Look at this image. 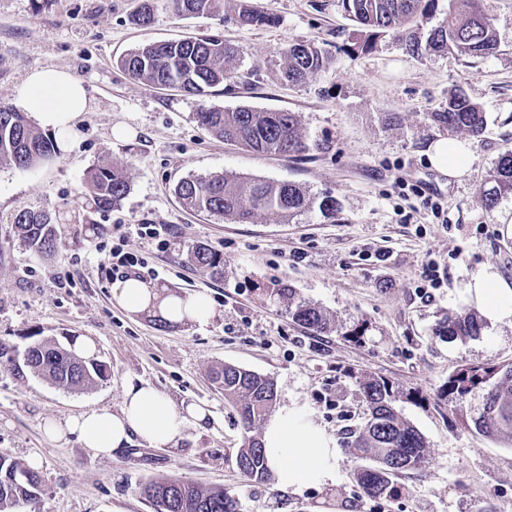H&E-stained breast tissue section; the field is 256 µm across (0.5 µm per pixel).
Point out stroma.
Wrapping results in <instances>:
<instances>
[{
    "label": "stroma",
    "instance_id": "stroma-1",
    "mask_svg": "<svg viewBox=\"0 0 512 512\" xmlns=\"http://www.w3.org/2000/svg\"><path fill=\"white\" fill-rule=\"evenodd\" d=\"M141 0H0V106L35 67L82 79L94 97L79 139L51 161L20 169L0 163V456L41 461L36 512H153L142 486L178 477L221 487L241 512H512V445L469 427V404L442 398L449 375L463 364L512 363V325L486 321L481 336L440 338L449 313L476 309L465 290L481 267L512 285V198L486 211L479 189L498 156L512 147V0H482L498 38L496 53L460 57L444 52L413 58L396 33L369 51L357 46L359 26L341 0H260L270 26L241 27L223 14L177 16L154 0L151 26L132 24ZM199 34L218 35L241 50L234 77L211 96L151 88L124 74L117 59L141 44ZM311 42L325 68L301 84L283 81L282 49ZM465 91L487 123L471 137L463 176L430 165L426 150L448 129L427 115ZM232 111H290L301 119L308 149L294 157L258 154L212 136L200 126L201 106ZM129 131L116 138L114 127ZM102 160L126 167L130 192L104 213L75 220L86 171ZM236 174L294 182L339 203L335 219L313 213L282 224L261 216L250 224L187 211L174 194L190 175ZM437 201L442 214L432 212ZM31 209L59 216L64 246L45 262L18 236L13 217ZM120 224H155L162 237L129 235ZM206 244L224 260L213 277L187 261ZM142 260L136 276L169 293L205 295L214 315L159 329L149 313L130 314L112 297L114 247ZM442 281L424 297L432 266ZM292 288L332 320L314 334L295 323L274 288ZM366 323L363 344L344 333ZM91 339L112 377L88 391H69L12 364L32 339ZM232 363L273 378L278 404H297L334 435L336 479L299 491L242 476L236 456L248 432L211 380ZM391 381L401 417L425 438L429 460L403 479L402 495L376 502L352 478L344 447L364 422L359 382ZM144 380L174 404L196 403L213 419L186 425L174 448L132 439L101 458L77 437L45 435L49 421L96 407L119 410L128 381Z\"/></svg>",
    "mask_w": 512,
    "mask_h": 512
}]
</instances>
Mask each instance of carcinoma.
I'll return each instance as SVG.
<instances>
[{"label":"carcinoma","mask_w":512,"mask_h":512,"mask_svg":"<svg viewBox=\"0 0 512 512\" xmlns=\"http://www.w3.org/2000/svg\"><path fill=\"white\" fill-rule=\"evenodd\" d=\"M230 20L240 26H267L275 18L264 12L256 0H236ZM182 16L212 14L223 0H171ZM352 20L359 24L361 49L369 50L379 36L432 16L435 0H343ZM404 48L419 58L433 52L452 50L464 57H485L495 53L497 39L481 0H448V15L434 26L426 39L414 30L407 32ZM240 51L217 36L202 35L180 40L141 45L118 59L117 66L133 79L155 88H176L188 95L203 97L232 77L233 63ZM281 78L301 83L324 69L327 57L311 43L294 42L282 51ZM197 121L215 137L249 151L295 156L306 150L300 133L298 113L257 111L239 107L233 111L209 107L196 113ZM435 124L473 136L483 131L485 115L462 90L448 96V107L429 113ZM53 155L49 137L32 125L25 114L0 109V161L18 168L36 167ZM86 208L109 211L120 205L130 190L125 170L107 161L92 166L84 179ZM186 209L222 217L236 224H249L261 214H273L282 223L319 212L331 219L339 211L330 195L314 196L304 187L237 175L188 176L174 187ZM512 197V149L495 163L487 182L480 187L484 208L492 211L501 200ZM18 235L44 259L56 256L63 246L57 218L46 212L22 209L14 215ZM188 262L204 273L223 272V258L204 244L191 248ZM276 299L288 301V314L298 325L320 334L331 328L324 312L295 297L291 288H279ZM483 320L474 312L449 315L435 329V335L473 337L481 334ZM77 337L62 345L53 339H39L27 348L23 364L30 372L46 377L67 389H84L111 376L110 365L98 353L75 351ZM224 399L233 403L248 430L255 429L272 411L277 399L274 380L240 366L226 363L215 372ZM366 404L365 421L359 431L347 437L345 447L355 462L352 477L365 495L390 500L402 491L398 479L427 463L428 448L423 436L405 421L394 403L392 384L382 377L360 381ZM446 391L464 402L478 394L481 407L471 414L476 432L487 437L512 438V365L485 367L461 365L448 377ZM237 467L251 481L272 478L261 438L253 436L237 452ZM42 488L38 471L14 460L0 457V506L18 512L36 502ZM142 495L153 512H239L237 499L222 488L203 489L178 478H158L142 487Z\"/></svg>","instance_id":"cac0c4a2"}]
</instances>
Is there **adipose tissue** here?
<instances>
[{
    "instance_id": "ef3b65f1",
    "label": "adipose tissue",
    "mask_w": 512,
    "mask_h": 512,
    "mask_svg": "<svg viewBox=\"0 0 512 512\" xmlns=\"http://www.w3.org/2000/svg\"><path fill=\"white\" fill-rule=\"evenodd\" d=\"M92 96L85 83L71 73L47 67L33 68L16 96V104L33 114L41 127L57 134L62 146H70L77 137L82 115ZM469 143L440 138L427 149L431 165L448 176H458L466 167ZM466 291L495 322L512 323V287L487 269L474 272ZM120 306L131 313L156 308L173 322L204 321L212 316L209 302L201 296L159 298L137 279H126L113 290ZM208 413L197 406L176 407L151 384L128 383L119 411L94 409L62 422H50L49 437L70 435L89 448L95 456L108 458L137 437L148 445L177 446L187 421H206ZM262 444L268 466L280 486L301 489L309 485L325 486L336 479V441L307 412L296 404L280 406L265 422Z\"/></svg>"
}]
</instances>
